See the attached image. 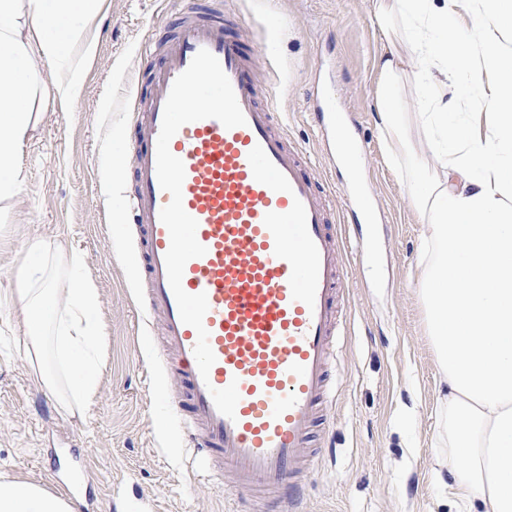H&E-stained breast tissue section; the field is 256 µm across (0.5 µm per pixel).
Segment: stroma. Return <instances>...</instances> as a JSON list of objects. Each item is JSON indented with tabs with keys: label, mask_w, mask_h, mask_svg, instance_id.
<instances>
[{
	"label": "stroma",
	"mask_w": 512,
	"mask_h": 512,
	"mask_svg": "<svg viewBox=\"0 0 512 512\" xmlns=\"http://www.w3.org/2000/svg\"><path fill=\"white\" fill-rule=\"evenodd\" d=\"M226 18L241 20L257 46L258 79L270 84L286 131L318 174L348 183L344 166L330 168L313 118L314 83H322L359 147L358 188L371 198L377 221L362 225L371 259L347 247L342 302L346 333L336 346V392L315 430L326 450L317 459L299 512H458L435 478L442 386L427 334L420 244L427 228L411 205L407 172L394 169L373 108L374 63L386 43L370 16V0H223ZM183 0H105L91 32L96 58L84 62L83 96L52 91L57 68L39 63L45 86L30 108L37 120L16 160L27 171L20 196L0 201V287L12 282L34 239L63 242L79 252L97 292L107 336L99 398L86 419L59 414L35 386L28 365L10 351L16 319L0 311V475L47 485L48 453L73 461V479L92 467L83 491L107 502L115 478H125L127 512L140 498L154 512H233L235 491L199 480L164 394L148 386L145 363L172 378L156 343L158 318L137 328L140 304L124 262L137 240L122 221L135 187L136 129L127 110L147 92L162 60L159 46L182 13Z\"/></svg>",
	"instance_id": "35a3bbf8"
}]
</instances>
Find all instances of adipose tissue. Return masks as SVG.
I'll use <instances>...</instances> for the list:
<instances>
[{
    "instance_id": "ef3b65f1",
    "label": "adipose tissue",
    "mask_w": 512,
    "mask_h": 512,
    "mask_svg": "<svg viewBox=\"0 0 512 512\" xmlns=\"http://www.w3.org/2000/svg\"><path fill=\"white\" fill-rule=\"evenodd\" d=\"M102 0H0V200L24 189L13 157L34 123L29 99L41 59L58 65L57 91L84 92L83 60ZM388 47L376 62L375 107L395 167L410 166L413 205L429 227L421 297L443 384L438 453L461 512H512V0H373ZM413 78L420 110H401ZM417 124L438 167L413 164ZM79 253L28 245L0 308L18 315L14 352L58 413L93 405L101 367L97 294ZM66 287H57L58 279ZM0 512H71L64 495L0 480Z\"/></svg>"
}]
</instances>
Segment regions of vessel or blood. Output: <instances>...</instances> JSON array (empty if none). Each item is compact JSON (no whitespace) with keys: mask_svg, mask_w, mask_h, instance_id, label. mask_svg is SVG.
<instances>
[{"mask_svg":"<svg viewBox=\"0 0 512 512\" xmlns=\"http://www.w3.org/2000/svg\"><path fill=\"white\" fill-rule=\"evenodd\" d=\"M203 48L218 59L246 118L231 129L215 119L186 124L169 144L185 168L183 207L206 249L182 278L187 293L208 300L204 326L215 362L205 379L193 354L197 333L181 321L167 279L170 236L159 213L170 196L156 175L165 101ZM254 55L222 8L187 0L136 122V190L123 215L139 231L143 296L177 355L180 388L169 405L198 478L218 487L231 482L245 502L277 497L293 508L318 455L312 437L334 387L344 248L327 204L331 187L311 176L272 104L262 103ZM232 383L240 399L230 419L210 391Z\"/></svg>","mask_w":512,"mask_h":512,"instance_id":"b4317fda","label":"vessel or blood"}]
</instances>
